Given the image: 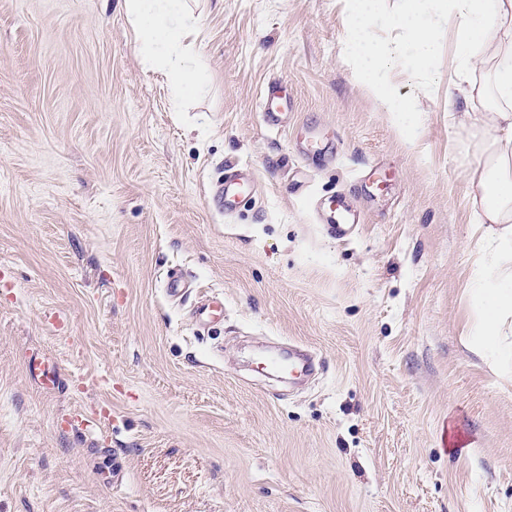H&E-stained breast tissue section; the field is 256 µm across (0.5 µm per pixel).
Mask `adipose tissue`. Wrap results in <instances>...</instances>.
I'll list each match as a JSON object with an SVG mask.
<instances>
[{
  "label": "adipose tissue",
  "instance_id": "obj_1",
  "mask_svg": "<svg viewBox=\"0 0 512 512\" xmlns=\"http://www.w3.org/2000/svg\"><path fill=\"white\" fill-rule=\"evenodd\" d=\"M144 0H124L129 17L143 32L146 56L161 54L162 66L176 99L201 94L206 86L204 66L189 57L183 44L195 31V14L173 7L145 12ZM425 0H404L394 15L397 29L404 34L389 55L373 53L372 35L364 19L376 12L379 0H353L354 20L348 37L354 47L353 64L362 74H373L371 91L380 111L396 125L413 124L416 101L403 98L387 87V80L399 58H407L413 74L426 71L438 51L442 26L454 34V62L460 74L490 65V85L496 108L481 121L485 157L471 174L482 189L480 224H499L503 230L496 244L494 260L485 270L487 288L481 289V329L487 343L500 334L503 318L512 313V0H446L443 17L432 15Z\"/></svg>",
  "mask_w": 512,
  "mask_h": 512
}]
</instances>
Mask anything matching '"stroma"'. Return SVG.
Returning a JSON list of instances; mask_svg holds the SVG:
<instances>
[{
	"instance_id": "35a3bbf8",
	"label": "stroma",
	"mask_w": 512,
	"mask_h": 512,
	"mask_svg": "<svg viewBox=\"0 0 512 512\" xmlns=\"http://www.w3.org/2000/svg\"><path fill=\"white\" fill-rule=\"evenodd\" d=\"M187 3L208 89L177 107L123 0H0V512H512V316L483 350L460 118L490 101L449 108L440 45L394 72L409 136L353 70L347 0ZM229 166L255 181L231 212ZM340 189L346 241L315 214ZM288 344L319 360L298 388L258 369ZM261 103L266 123L273 128L285 127L290 101L286 89L279 81L268 86Z\"/></svg>"
}]
</instances>
